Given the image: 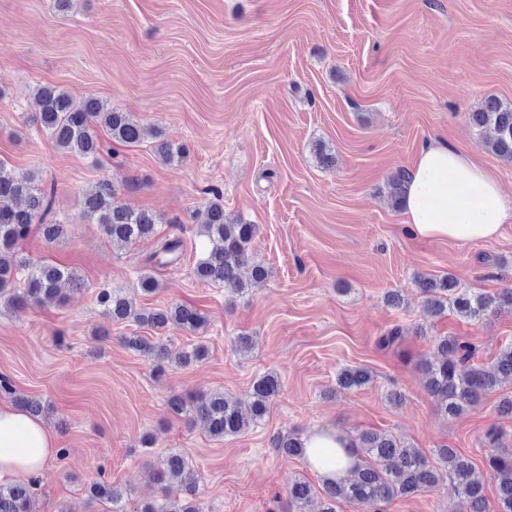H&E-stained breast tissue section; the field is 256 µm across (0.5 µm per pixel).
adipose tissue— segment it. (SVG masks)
Returning a JSON list of instances; mask_svg holds the SVG:
<instances>
[{
    "label": "adipose tissue",
    "instance_id": "obj_1",
    "mask_svg": "<svg viewBox=\"0 0 512 512\" xmlns=\"http://www.w3.org/2000/svg\"><path fill=\"white\" fill-rule=\"evenodd\" d=\"M409 230L425 239L489 240L512 220V199L480 165L442 142L422 146L401 200ZM308 463L322 477L338 479L357 460L355 437L336 428L303 436ZM55 436L40 420L0 404V480L36 477L55 453Z\"/></svg>",
    "mask_w": 512,
    "mask_h": 512
}]
</instances>
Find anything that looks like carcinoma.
Masks as SVG:
<instances>
[{"instance_id":"obj_1","label":"carcinoma","mask_w":512,"mask_h":512,"mask_svg":"<svg viewBox=\"0 0 512 512\" xmlns=\"http://www.w3.org/2000/svg\"><path fill=\"white\" fill-rule=\"evenodd\" d=\"M38 111L30 122L41 127L60 151L96 158L104 145L99 129H104L114 143L137 146L148 139L158 141L157 150L169 163L185 158V149L161 139V133L142 124L132 112H117L102 100L89 96L76 102L66 92L51 86L35 91ZM477 130L493 129L494 135L482 141L488 151L512 159V104L490 97L469 114ZM408 172L399 171L388 182V195L394 204L402 198ZM54 188L42 186L35 175L16 179L0 161V303L10 307L30 304L48 305L61 301L60 285L69 282L80 289L83 279L71 269L53 264L35 265L17 249L20 241L34 230L51 244L65 234V225L48 219ZM84 212L112 244L129 246L156 234L158 218L147 211H135L119 201V188L100 179L84 193ZM256 227L224 213L219 199L209 202L207 218L196 234L202 241L200 255L193 267L195 277L224 288L231 296L245 297L268 272L255 261L249 244ZM182 255V241L164 238L144 259L150 268L176 264ZM418 286L425 296L427 315L451 312L459 317L479 320L504 306H512V289L494 294L462 288L451 277H420ZM97 302L102 313L116 323L132 321L157 331L176 328L196 331L206 322L198 309L176 303L165 308H139L123 288H104ZM124 343L133 351L151 359L156 371H164L168 353L160 344L144 336H125ZM475 346L459 337L446 336L437 345V354L420 362L417 370L426 389L438 401V410L455 417L478 403L482 396L504 384H512V344L498 352L488 367H472ZM371 382V374L359 367H346L337 375L343 390L360 388ZM281 390L279 377L266 373L255 378L246 398L223 391L199 394L185 399L172 395L167 401L171 414L190 421L201 420L211 436L222 439L236 436L262 418L268 404ZM501 434H486L495 451L485 459L484 471L475 469L470 460L453 448H436L428 458L418 448L397 440L383 431H363L357 436L358 462L345 476L326 481L322 488L319 512H338L341 502L348 504L389 503L437 487L452 484L467 512H487L486 480L495 483L497 512H512V449L498 450ZM272 447L285 457H304L302 438L289 433L274 438ZM156 480L164 492L162 499L144 502L128 509L127 491L106 481L90 487L94 500L110 504L108 512H202L192 502L197 477L188 461L179 453L164 457L156 467ZM312 496V487L294 480L289 488L290 503L303 512ZM0 512H34L33 491L29 483L0 484Z\"/></svg>"}]
</instances>
